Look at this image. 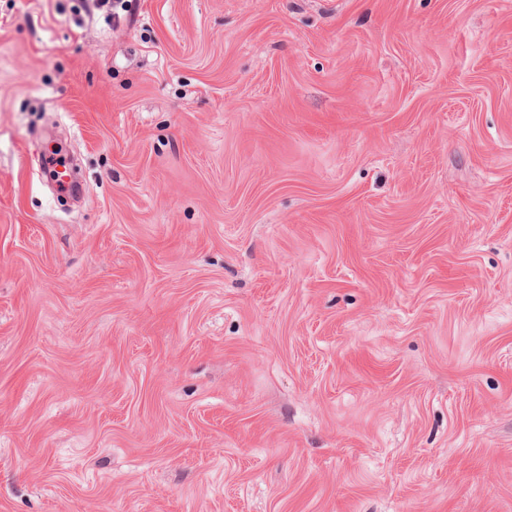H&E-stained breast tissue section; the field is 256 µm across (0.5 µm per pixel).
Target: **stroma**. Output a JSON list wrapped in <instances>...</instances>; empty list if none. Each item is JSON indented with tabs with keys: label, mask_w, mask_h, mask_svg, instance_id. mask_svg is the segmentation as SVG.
Wrapping results in <instances>:
<instances>
[{
	"label": "stroma",
	"mask_w": 512,
	"mask_h": 512,
	"mask_svg": "<svg viewBox=\"0 0 512 512\" xmlns=\"http://www.w3.org/2000/svg\"><path fill=\"white\" fill-rule=\"evenodd\" d=\"M0 512H512V0H0Z\"/></svg>",
	"instance_id": "1"
}]
</instances>
